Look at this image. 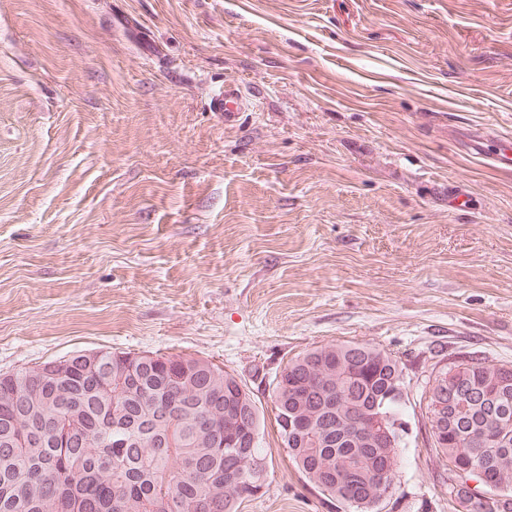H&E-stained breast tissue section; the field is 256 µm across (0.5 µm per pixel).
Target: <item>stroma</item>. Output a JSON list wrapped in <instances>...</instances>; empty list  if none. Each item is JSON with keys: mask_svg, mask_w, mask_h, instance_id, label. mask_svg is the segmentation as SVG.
<instances>
[{"mask_svg": "<svg viewBox=\"0 0 512 512\" xmlns=\"http://www.w3.org/2000/svg\"><path fill=\"white\" fill-rule=\"evenodd\" d=\"M457 123L512 134V0H0V373L188 353L266 405L296 354L368 342L410 380L376 512H459L419 400L436 362L512 364V170ZM279 443L267 417L240 512H342ZM250 101L241 85L236 81H224V89L215 94L208 104L213 112H224V120H229L237 112H246ZM453 134L458 148L466 154L475 156H484L487 142L491 138L498 141L501 137L483 125L460 126L453 130Z\"/></svg>", "mask_w": 512, "mask_h": 512, "instance_id": "obj_1", "label": "stroma"}]
</instances>
